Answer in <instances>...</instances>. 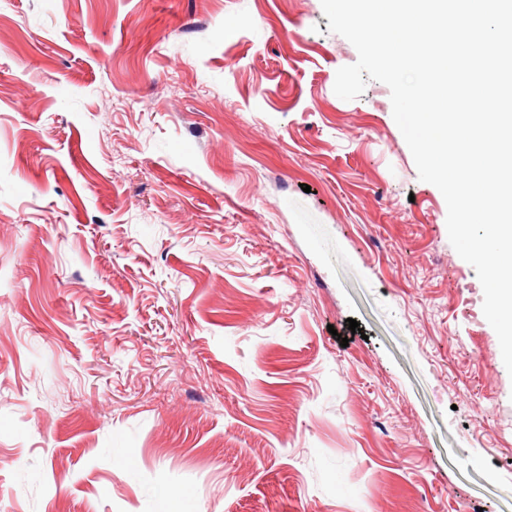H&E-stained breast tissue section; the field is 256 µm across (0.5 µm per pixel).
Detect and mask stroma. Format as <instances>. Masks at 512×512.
I'll list each match as a JSON object with an SVG mask.
<instances>
[{
    "instance_id": "obj_1",
    "label": "stroma",
    "mask_w": 512,
    "mask_h": 512,
    "mask_svg": "<svg viewBox=\"0 0 512 512\" xmlns=\"http://www.w3.org/2000/svg\"><path fill=\"white\" fill-rule=\"evenodd\" d=\"M328 25L0 0V512H512L482 286Z\"/></svg>"
}]
</instances>
